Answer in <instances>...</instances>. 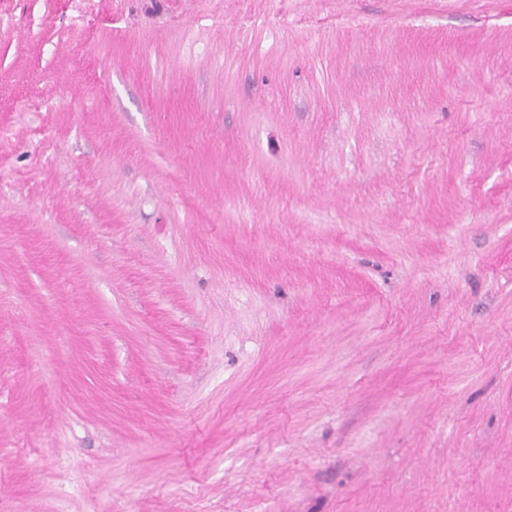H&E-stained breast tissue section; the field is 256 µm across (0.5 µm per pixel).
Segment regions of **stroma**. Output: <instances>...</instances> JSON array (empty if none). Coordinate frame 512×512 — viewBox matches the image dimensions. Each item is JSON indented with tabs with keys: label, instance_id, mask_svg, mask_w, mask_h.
<instances>
[{
	"label": "stroma",
	"instance_id": "35a3bbf8",
	"mask_svg": "<svg viewBox=\"0 0 512 512\" xmlns=\"http://www.w3.org/2000/svg\"><path fill=\"white\" fill-rule=\"evenodd\" d=\"M0 512H512V0H0Z\"/></svg>",
	"mask_w": 512,
	"mask_h": 512
}]
</instances>
